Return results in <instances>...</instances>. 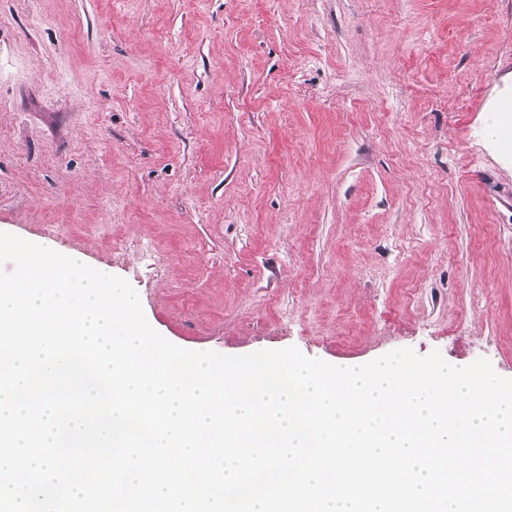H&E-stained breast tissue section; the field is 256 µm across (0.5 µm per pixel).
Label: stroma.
Here are the masks:
<instances>
[{"label":"stroma","instance_id":"obj_1","mask_svg":"<svg viewBox=\"0 0 512 512\" xmlns=\"http://www.w3.org/2000/svg\"><path fill=\"white\" fill-rule=\"evenodd\" d=\"M508 100L512 0H0V232L188 350L512 378Z\"/></svg>","mask_w":512,"mask_h":512}]
</instances>
